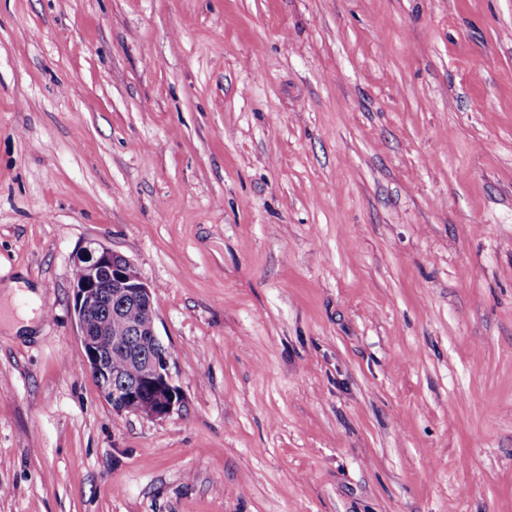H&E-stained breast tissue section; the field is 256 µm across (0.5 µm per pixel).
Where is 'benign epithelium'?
I'll use <instances>...</instances> for the list:
<instances>
[{
  "label": "benign epithelium",
  "mask_w": 512,
  "mask_h": 512,
  "mask_svg": "<svg viewBox=\"0 0 512 512\" xmlns=\"http://www.w3.org/2000/svg\"><path fill=\"white\" fill-rule=\"evenodd\" d=\"M81 278L73 283V308L86 365L99 380L103 398L118 413L163 419L180 407L182 396L172 376L173 357L155 328L153 289L143 281L134 264L105 245L92 241L76 259ZM129 303L143 310L132 328L122 325L120 313ZM124 348L135 337L147 352L137 380L112 384L107 360L98 349L101 337Z\"/></svg>",
  "instance_id": "1"
}]
</instances>
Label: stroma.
Instances as JSON below:
<instances>
[{
	"instance_id": "1",
	"label": "stroma",
	"mask_w": 512,
	"mask_h": 512,
	"mask_svg": "<svg viewBox=\"0 0 512 512\" xmlns=\"http://www.w3.org/2000/svg\"><path fill=\"white\" fill-rule=\"evenodd\" d=\"M153 289L117 414L75 261ZM0 512H512V0H0ZM81 278L74 282L73 308L77 322L80 343L86 353V365L100 386L103 398L118 413L135 414L147 419H163L170 416L182 402V396L172 376L173 357L168 347L158 336L155 328L156 311L153 304V289L143 281L134 264L125 256L110 250L105 245L92 241L76 259ZM113 303V311H112ZM139 305L143 310L140 321L127 331L121 326L120 313L128 304ZM106 308L107 321H95L92 314ZM109 357L107 360L98 349ZM147 352L137 380L112 386V376L122 380L133 379L138 366L129 357L114 347L124 348L129 338ZM104 378L106 382L104 383ZM5 302H15L19 299H24L28 302V306L21 309L14 318H11L7 326L13 333H26L31 332L35 327L37 314L34 310L37 309L38 296L36 292L28 287L24 280H14L7 284L2 293Z\"/></svg>"
}]
</instances>
